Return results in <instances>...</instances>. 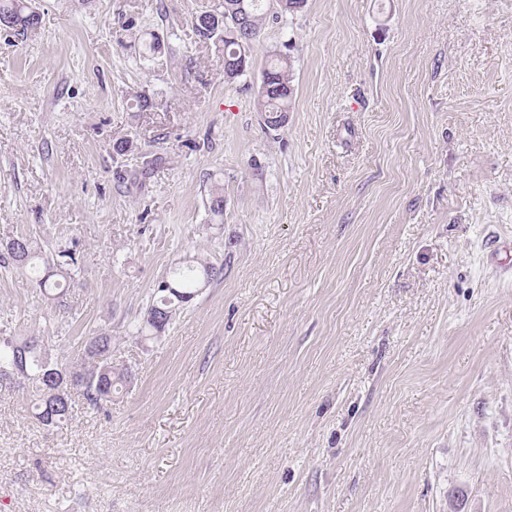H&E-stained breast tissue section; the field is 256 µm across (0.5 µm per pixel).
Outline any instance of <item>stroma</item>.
<instances>
[{
	"label": "stroma",
	"instance_id": "stroma-1",
	"mask_svg": "<svg viewBox=\"0 0 512 512\" xmlns=\"http://www.w3.org/2000/svg\"><path fill=\"white\" fill-rule=\"evenodd\" d=\"M222 2L35 0L0 34V240L79 260L58 305L0 268V332L70 364L107 334L128 374L52 426L0 384V512H512V0H307L232 82L192 26ZM192 257L223 275L141 338ZM273 73L279 81L275 83H282L284 81L287 86L288 83L292 86L291 94L288 95V87L283 84L284 91L281 94L274 96H261L260 93L257 97V104L260 112L263 114V123L268 130H278L283 128L288 121V112L292 110V103L294 99V86H293V65L291 60L285 56L275 54L267 60L264 66V71Z\"/></svg>",
	"mask_w": 512,
	"mask_h": 512
}]
</instances>
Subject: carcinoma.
I'll return each instance as SVG.
<instances>
[{
    "mask_svg": "<svg viewBox=\"0 0 512 512\" xmlns=\"http://www.w3.org/2000/svg\"><path fill=\"white\" fill-rule=\"evenodd\" d=\"M244 6V12H232L224 16L223 29L213 32L193 19L196 32L212 41L222 53L225 63L224 78L228 82L235 80L230 73V66L238 65L241 57L250 58V54H241L239 44L231 37L239 28L251 33V41H256L261 34L264 21L267 17L265 0H240ZM27 0H0V16L9 15L15 18L20 27L17 34L24 35L29 30ZM264 70L273 73L285 83H293V65L291 60L282 55H275L267 60ZM294 95L283 91L274 96H258L257 104L263 114L264 126L269 130H278L287 123L288 112L292 110ZM216 200V204L209 205V211L213 218L221 221L224 218V185L215 182L211 185L208 200ZM15 239L21 246L17 252L0 246V265H11L20 270L28 269L36 274L37 286L45 296L53 295V292L65 287L67 282L75 274L77 260L72 252L63 249L58 251V261L54 265L45 264V270H40V262L43 260L42 247L28 235H17ZM224 267H217L209 262L188 259L171 266L168 272L158 281L153 291L152 303L147 308L143 326L138 329L141 336L155 335L164 330V326H158L153 321L154 311L160 307L172 312L179 311L186 303L191 301L199 288L218 278L223 273ZM40 342L38 337L17 339L13 336H0V367H9L17 362L21 348ZM112 352V337L103 335L101 342L94 351H84L80 365L74 367L65 363H59L51 358H43L45 350L30 351L25 361L19 363V369L26 373V379L31 380L40 387V399L35 403V418L49 426L62 422L70 417L72 405L59 409L54 408L57 397L53 395V387L40 378L43 371L52 372L63 369L78 377L84 400L92 407H99L112 400V393L118 381L124 378V373H114L112 367L99 361V358Z\"/></svg>",
    "mask_w": 512,
    "mask_h": 512,
    "instance_id": "obj_1",
    "label": "carcinoma"
}]
</instances>
